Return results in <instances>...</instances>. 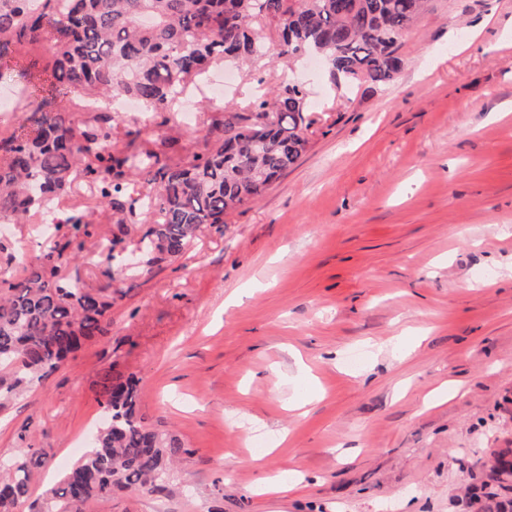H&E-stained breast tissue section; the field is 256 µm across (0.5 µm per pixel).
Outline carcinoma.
<instances>
[{
    "label": "carcinoma",
    "instance_id": "1",
    "mask_svg": "<svg viewBox=\"0 0 512 512\" xmlns=\"http://www.w3.org/2000/svg\"><path fill=\"white\" fill-rule=\"evenodd\" d=\"M429 0H0V60L17 47L52 58L51 87L83 100H136L150 113L144 128L122 129L112 112H58L22 87L13 111L36 106L33 133L0 132V223L20 224L53 210L74 184L92 205L54 223L64 243L27 273L0 279V406L47 377L85 343L108 332L112 283L94 289L64 267L89 251L96 218L112 225L107 258L125 249L130 224H146L138 249L151 266L186 254L202 226L258 200L307 151L314 121L301 86L283 83L240 110L220 108L203 130L155 136L153 120H173L188 86L218 63L294 62L320 55L332 82L369 88L394 81L400 39ZM139 382L105 374V421L95 442L31 512H84L116 490L151 489L188 453L175 437L139 415ZM44 453L25 448L0 471V512L28 499ZM512 476V448L491 469Z\"/></svg>",
    "mask_w": 512,
    "mask_h": 512
}]
</instances>
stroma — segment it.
Listing matches in <instances>:
<instances>
[{"mask_svg":"<svg viewBox=\"0 0 512 512\" xmlns=\"http://www.w3.org/2000/svg\"><path fill=\"white\" fill-rule=\"evenodd\" d=\"M400 52L373 90L278 62L198 97L200 128L219 100L295 80L311 147L179 261L133 276L80 259L89 287H116L107 334L0 408V461L46 454L30 502L90 447L111 369L187 453L165 489L87 512H484L481 485L512 500L487 480L512 448V0H430ZM50 72L47 51L25 53L0 61V84ZM7 233L6 278L61 240L50 224Z\"/></svg>","mask_w":512,"mask_h":512,"instance_id":"1","label":"stroma"}]
</instances>
